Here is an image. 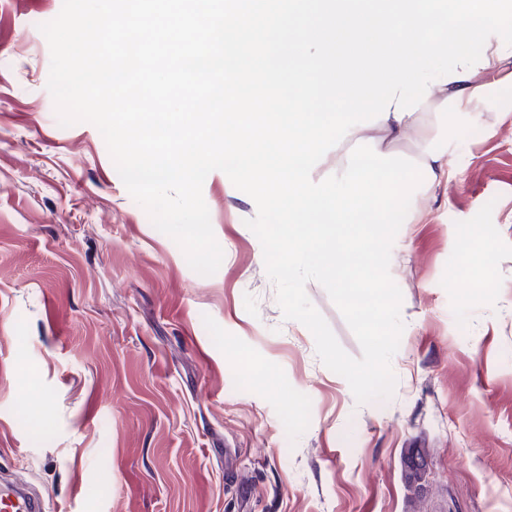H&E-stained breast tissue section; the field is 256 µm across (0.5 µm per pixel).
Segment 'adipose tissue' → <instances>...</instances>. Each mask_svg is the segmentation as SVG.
<instances>
[{
	"label": "adipose tissue",
	"instance_id": "ef3b65f1",
	"mask_svg": "<svg viewBox=\"0 0 512 512\" xmlns=\"http://www.w3.org/2000/svg\"><path fill=\"white\" fill-rule=\"evenodd\" d=\"M498 38H491L487 51V65L465 81H452L433 86L432 92L422 105L421 112L441 117L448 113L477 115L484 112L491 88L512 91V48L506 55H498ZM408 113L403 119L389 118L375 123L371 128L355 127L353 138L372 137L377 151L386 152L387 144L407 137H415L416 150L421 162L430 166L434 180L447 177L448 149L420 127V114Z\"/></svg>",
	"mask_w": 512,
	"mask_h": 512
}]
</instances>
